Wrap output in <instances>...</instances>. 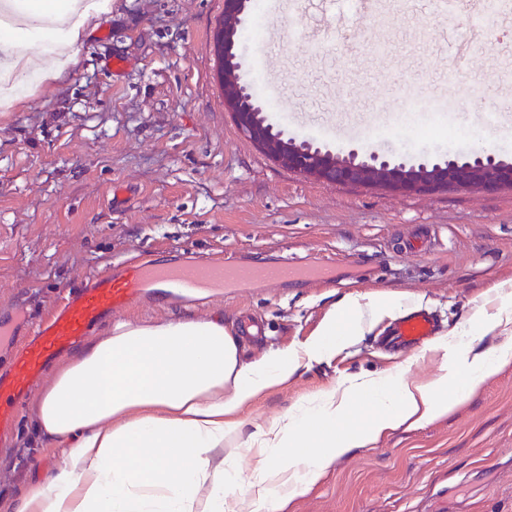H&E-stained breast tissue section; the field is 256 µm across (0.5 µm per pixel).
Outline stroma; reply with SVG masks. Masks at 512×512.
Here are the masks:
<instances>
[{
  "label": "stroma",
  "mask_w": 512,
  "mask_h": 512,
  "mask_svg": "<svg viewBox=\"0 0 512 512\" xmlns=\"http://www.w3.org/2000/svg\"><path fill=\"white\" fill-rule=\"evenodd\" d=\"M473 8L460 0L449 17L430 0H379L372 16L351 0H293L277 15L253 6L241 30L263 39L241 40L239 75L263 100L266 121L296 142L408 167L479 147L512 163V111L494 127L473 115L512 97V21L487 18L470 69L453 75L448 46L467 36ZM223 10L224 0H107L62 78H28L0 110V366L91 275L188 257L320 262L336 280L203 297L149 288L120 319L218 316L239 332L256 318L262 335L239 345L250 361L303 349L342 296L396 294L445 334L486 315L474 350L512 344V324L489 322L512 293V190L394 194L279 167L224 109L212 46ZM419 224L431 229L432 251L398 253L397 238ZM387 327L376 324L331 360L305 362L247 403L239 438L347 377L424 385L459 358L428 343L408 354L386 349ZM65 362L49 364L0 441V512H13L60 460V447L34 430L33 404ZM282 512H512V365L446 416L352 449Z\"/></svg>",
  "instance_id": "1"
}]
</instances>
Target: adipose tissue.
<instances>
[{
	"instance_id": "1",
	"label": "adipose tissue",
	"mask_w": 512,
	"mask_h": 512,
	"mask_svg": "<svg viewBox=\"0 0 512 512\" xmlns=\"http://www.w3.org/2000/svg\"><path fill=\"white\" fill-rule=\"evenodd\" d=\"M401 313V301L364 305L348 295L303 350L250 363L218 317L114 322L106 336L78 347L38 397L37 433L73 446L25 490L15 512H281L338 457L387 430L447 414L458 395L512 364L508 344L471 352L478 326L462 325L465 354L428 384L356 377L256 426L245 445L257 461L240 482L234 433L244 405L288 382L303 359H331L375 322ZM358 402L372 416L337 432Z\"/></svg>"
}]
</instances>
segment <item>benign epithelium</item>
Returning a JSON list of instances; mask_svg holds the SVG:
<instances>
[{
  "instance_id": "1",
  "label": "benign epithelium",
  "mask_w": 512,
  "mask_h": 512,
  "mask_svg": "<svg viewBox=\"0 0 512 512\" xmlns=\"http://www.w3.org/2000/svg\"><path fill=\"white\" fill-rule=\"evenodd\" d=\"M248 7L249 0H224V109L229 111L240 132L280 166L327 184L367 186L401 193L512 188V164L496 159L483 148L464 157L450 155L442 164L408 169L375 153L361 158L354 149L341 155L324 151L307 141L284 143L282 134L259 120L262 103L241 83L238 74L239 26Z\"/></svg>"
}]
</instances>
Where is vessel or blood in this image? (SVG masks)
Here are the masks:
<instances>
[{"label": "vessel or blood", "mask_w": 512, "mask_h": 512, "mask_svg": "<svg viewBox=\"0 0 512 512\" xmlns=\"http://www.w3.org/2000/svg\"><path fill=\"white\" fill-rule=\"evenodd\" d=\"M510 12L512 0H480L472 15L468 38L455 45V60H467L474 44L483 38L484 14ZM326 277L327 270L321 264L303 266L283 261L261 265L196 260L167 267L144 265L124 278L109 272L88 278L52 316L32 329L8 369L0 370V439L13 424L17 404L42 377L49 362L104 318L126 308L142 284L170 281L177 283L183 292L192 294L236 282L269 286L298 278L323 280ZM436 331L437 325L429 313L411 309L393 324L384 341L390 346L408 349L430 339Z\"/></svg>", "instance_id": "obj_1"}]
</instances>
